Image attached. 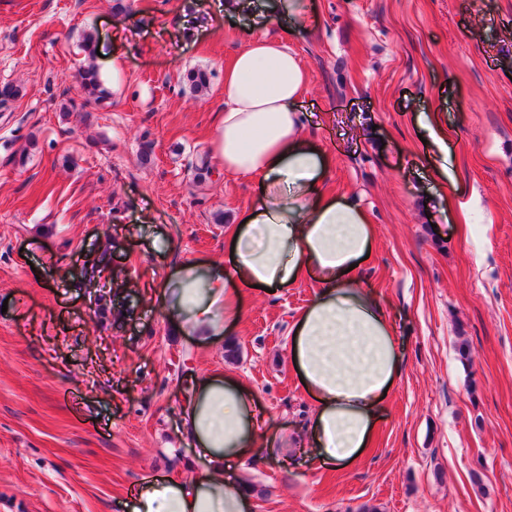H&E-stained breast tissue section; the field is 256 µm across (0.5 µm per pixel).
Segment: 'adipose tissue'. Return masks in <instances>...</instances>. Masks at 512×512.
Returning <instances> with one entry per match:
<instances>
[{
    "label": "adipose tissue",
    "instance_id": "adipose-tissue-1",
    "mask_svg": "<svg viewBox=\"0 0 512 512\" xmlns=\"http://www.w3.org/2000/svg\"><path fill=\"white\" fill-rule=\"evenodd\" d=\"M310 84L299 57L273 38L250 40L225 68L213 151L227 172L258 177L259 198L225 234L228 267L181 264L162 300L172 325L212 340L240 320L242 287L285 288L316 273L321 288L293 328L290 355L317 406L307 437L293 445L312 440L320 462L342 466L368 447L402 358L393 324L354 271L372 249L368 215L323 189L328 160L301 110ZM179 431L200 467L185 479L145 480L128 512H249L240 480L224 476L225 464L253 452L258 437L246 383L220 373L197 381Z\"/></svg>",
    "mask_w": 512,
    "mask_h": 512
}]
</instances>
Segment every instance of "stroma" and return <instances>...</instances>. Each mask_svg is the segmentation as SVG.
Instances as JSON below:
<instances>
[{"label":"stroma","mask_w":512,"mask_h":512,"mask_svg":"<svg viewBox=\"0 0 512 512\" xmlns=\"http://www.w3.org/2000/svg\"><path fill=\"white\" fill-rule=\"evenodd\" d=\"M209 2L129 0L125 15L109 0H0V85L20 89L0 106V512H123L143 478L188 477L175 427L188 385L213 373L241 378L257 409L256 449L233 467L258 488L252 512H512V0H306L305 31L213 19ZM263 37L312 76L307 132L327 188L370 217L358 275L402 348L370 448L339 469L310 447L278 452L315 407L290 356L315 274L244 289L214 342L176 334L161 302L179 264L224 265L228 227L258 198L209 149L224 66ZM91 62L110 105L63 116ZM194 67L213 72L201 94L183 80ZM425 118L448 133L468 223L422 203ZM106 247L115 317L99 321L81 272Z\"/></svg>","instance_id":"1"}]
</instances>
